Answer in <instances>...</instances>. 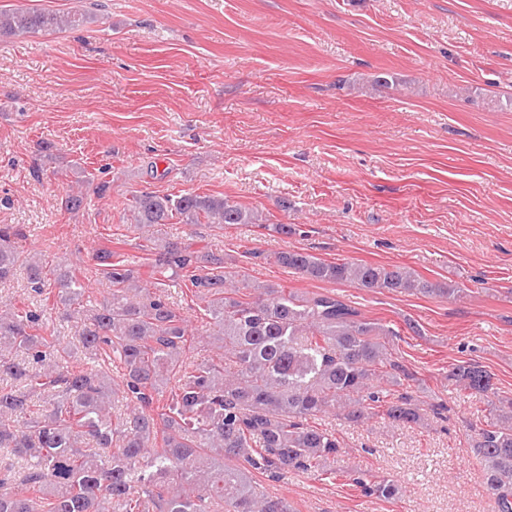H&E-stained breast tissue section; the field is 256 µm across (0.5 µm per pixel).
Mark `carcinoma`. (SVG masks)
I'll use <instances>...</instances> for the list:
<instances>
[{
    "instance_id": "carcinoma-1",
    "label": "carcinoma",
    "mask_w": 512,
    "mask_h": 512,
    "mask_svg": "<svg viewBox=\"0 0 512 512\" xmlns=\"http://www.w3.org/2000/svg\"><path fill=\"white\" fill-rule=\"evenodd\" d=\"M96 20L92 9L15 8L0 12V36L63 33ZM129 212L147 232L175 218L220 228L261 221L213 195L141 192ZM19 235L0 227V282L24 266L31 292L54 295L81 326L63 345L46 333L42 310L0 311V448L25 462L21 474L11 465L0 469V512H293L285 498L258 492L251 475H336L340 441L309 420L329 411L353 424L374 416L403 426L424 419L411 394L415 376L389 347L399 331L364 318L334 293L258 285L239 297L213 255L165 240L147 284L112 261V251H97L111 291L93 306L68 263L21 257L12 244ZM275 261L312 281L459 292L399 266L329 262L300 250L278 252ZM180 276L205 302L210 328L189 330L163 294ZM192 335L219 359L186 362ZM80 353L96 365H71ZM452 376L471 396L494 393L492 375L475 363L457 365ZM493 410V421L474 432L472 453L495 512H512V399ZM349 480L367 497L401 494L393 481L361 471Z\"/></svg>"
}]
</instances>
